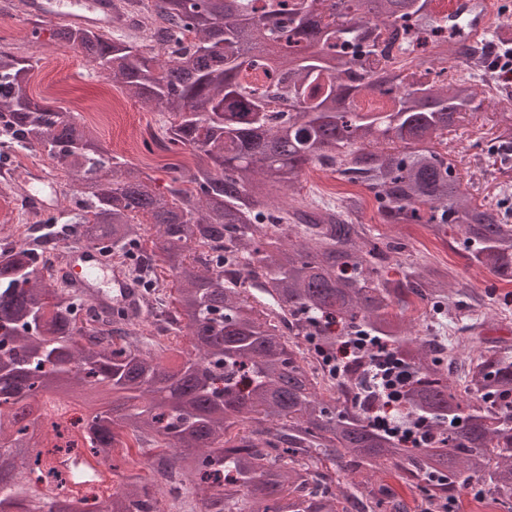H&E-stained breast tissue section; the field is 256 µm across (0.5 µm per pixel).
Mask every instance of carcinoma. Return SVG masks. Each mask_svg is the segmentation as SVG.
Here are the masks:
<instances>
[{"label":"carcinoma","instance_id":"1","mask_svg":"<svg viewBox=\"0 0 512 512\" xmlns=\"http://www.w3.org/2000/svg\"><path fill=\"white\" fill-rule=\"evenodd\" d=\"M434 0H135L154 16L147 41L118 27L82 39L81 53L129 97L168 116L170 142L189 148L194 167L163 188L93 140L68 109L25 89L32 68L0 45V135L39 149L77 186L70 224L114 251L142 247V224L158 229L174 289L154 303L188 336L180 365L166 366L152 343L121 344L147 318L119 313L87 324L82 296L39 262L35 249L0 243V512H55L30 472L59 471L37 454L17 457L27 438L17 409L38 411L85 399L90 452L114 474L111 452L130 435L140 448H168L152 468L194 484L196 512H407L382 485L336 494L341 474L394 468L422 492L424 512H443L474 482L489 505L512 512V345H493L458 364L416 320L436 319L471 335L480 317L459 308L464 292L448 270L406 257L393 272L388 253L360 222L363 198L342 204L268 205L303 168L318 162L373 195L385 224H420L436 238L458 228L469 265L512 283V208L476 203L456 164L434 141L483 110L480 86L444 80L430 55L415 58L427 80L408 83L366 65L399 36V22L456 23L428 10ZM32 34L66 44L76 26ZM357 43L364 60L336 50ZM454 54L480 66L512 48L496 33L459 38ZM210 47L213 52L202 53ZM273 74L258 84L257 73ZM490 144L512 161V113H499ZM202 243L246 258L240 275L262 272L253 289L202 261ZM344 336L388 347L404 387L388 421L414 439L325 394L299 340L328 358ZM374 351L340 360L342 386L372 406L367 371ZM464 375V394L453 374ZM155 485L116 490L108 512H159Z\"/></svg>","mask_w":512,"mask_h":512}]
</instances>
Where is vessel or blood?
I'll return each instance as SVG.
<instances>
[{
    "instance_id": "obj_1",
    "label": "vessel or blood",
    "mask_w": 512,
    "mask_h": 512,
    "mask_svg": "<svg viewBox=\"0 0 512 512\" xmlns=\"http://www.w3.org/2000/svg\"><path fill=\"white\" fill-rule=\"evenodd\" d=\"M26 11L42 15L55 22L75 23L104 30L119 23L112 0H26ZM44 175L27 182L26 190L43 206L58 202L57 191ZM66 265L69 285L93 303L124 308L136 314L141 296L136 285L123 271L104 262L97 248L84 240L66 242Z\"/></svg>"
}]
</instances>
